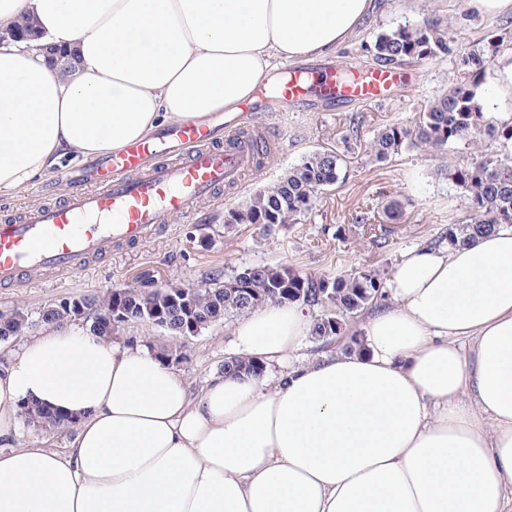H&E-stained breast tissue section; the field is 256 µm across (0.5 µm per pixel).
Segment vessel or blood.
<instances>
[{"mask_svg": "<svg viewBox=\"0 0 512 512\" xmlns=\"http://www.w3.org/2000/svg\"><path fill=\"white\" fill-rule=\"evenodd\" d=\"M404 79L374 69L342 82L334 71L285 70L266 79L243 112L214 126L187 121L157 136L128 144L73 176L66 200L0 223V285L45 269L70 272L113 245H139L170 216L190 217L215 190L235 183L268 152L260 113L291 106L371 101Z\"/></svg>", "mask_w": 512, "mask_h": 512, "instance_id": "1", "label": "vessel or blood"}]
</instances>
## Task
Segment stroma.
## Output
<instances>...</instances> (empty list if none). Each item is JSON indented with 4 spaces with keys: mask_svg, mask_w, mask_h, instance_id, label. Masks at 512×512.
Here are the masks:
<instances>
[{
    "mask_svg": "<svg viewBox=\"0 0 512 512\" xmlns=\"http://www.w3.org/2000/svg\"><path fill=\"white\" fill-rule=\"evenodd\" d=\"M426 16L449 23L452 54L400 68L401 86L383 99L351 105L306 106L288 112H264L259 121L266 134L278 140L275 152L259 159L257 173L222 188L200 201L195 221L171 216L140 246L118 245L71 273L42 272L0 287V313L22 310L38 314L45 305L65 298L116 289H140L147 283L201 286L213 277H227L253 264H282L303 274L337 277L371 268L390 280L400 257L419 246L441 244L449 225L468 216L460 190L447 177L450 167L470 162L473 153L459 146L446 153L409 150L380 162L370 150L385 126L412 124L418 113L459 76L460 56L490 40L503 44L486 70L488 88L498 82L499 65L512 57V13L485 16L470 0H382V7L347 45L324 58L300 61V68L376 65L373 43L377 33L415 23ZM329 150L343 160L342 182L323 191L298 223L263 229L253 224L225 225L224 213L255 190L276 180L310 152ZM59 171L36 178L14 194L0 196V221L50 203L62 193ZM403 205L401 220H389L384 207L390 200ZM370 223H356L359 212ZM386 245H378L379 237ZM234 322H220L187 343L160 328L128 324L118 335L121 344L148 346L151 353L183 347L186 356L174 369L191 389L222 372L234 354Z\"/></svg>",
    "mask_w": 512,
    "mask_h": 512,
    "instance_id": "obj_1",
    "label": "stroma"
}]
</instances>
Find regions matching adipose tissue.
Masks as SVG:
<instances>
[{"label":"adipose tissue","instance_id":"adipose-tissue-1","mask_svg":"<svg viewBox=\"0 0 512 512\" xmlns=\"http://www.w3.org/2000/svg\"><path fill=\"white\" fill-rule=\"evenodd\" d=\"M373 0H0V195L71 156L236 111L282 60L322 57ZM75 50L61 75L35 49ZM357 346L199 390L156 355L49 325L0 369V512H512V226L396 265ZM312 329L252 311L240 356ZM28 402L72 416L64 451L19 443Z\"/></svg>","mask_w":512,"mask_h":512}]
</instances>
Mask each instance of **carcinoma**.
Instances as JSON below:
<instances>
[{"label": "carcinoma", "mask_w": 512, "mask_h": 512, "mask_svg": "<svg viewBox=\"0 0 512 512\" xmlns=\"http://www.w3.org/2000/svg\"><path fill=\"white\" fill-rule=\"evenodd\" d=\"M374 51L377 68L381 70L448 55L452 53L448 25L425 19L381 32L376 36ZM461 62L465 68L463 79L424 107L414 124L390 125L371 143V151L380 161L410 149L443 153L459 142L476 149L485 135L502 143L503 153L478 156L448 171V179L464 193L469 212L465 222L449 225L450 245L489 232L500 224H512V119L495 125L484 112V97L490 93L484 86L490 62L485 49L470 50ZM341 174L342 163L337 154L315 151L243 203L228 209L224 223L264 228L295 224L312 209L319 194L340 182ZM233 276L237 277V287L201 288L186 306L181 303L175 285L145 292L128 289L122 298L107 291L79 296L75 303H52L44 307L41 323L63 325L81 321L94 333L110 338L118 330L104 315L119 307L130 314L128 321L148 327L156 326L155 316H163L164 330L181 338V329L191 317L200 322L219 310L223 312L218 318L221 322L269 304L298 303L322 308V314L312 320L311 335L332 343L346 334L345 320L359 316L383 296V282L370 269L329 277L302 274L284 265L256 264L235 270ZM78 304L86 310L85 315L76 309ZM31 327L28 315L21 310L0 314V341L21 336ZM224 372L260 377L265 368L253 359L233 356L224 362ZM20 417L24 424L38 430L73 426L72 419L44 407L23 405Z\"/></svg>", "instance_id": "obj_1"}]
</instances>
